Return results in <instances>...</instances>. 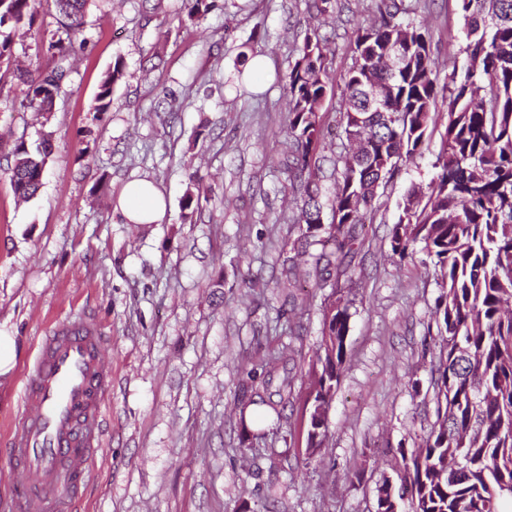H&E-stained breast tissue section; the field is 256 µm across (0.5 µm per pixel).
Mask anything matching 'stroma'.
I'll list each match as a JSON object with an SVG mask.
<instances>
[{
    "instance_id": "stroma-1",
    "label": "stroma",
    "mask_w": 512,
    "mask_h": 512,
    "mask_svg": "<svg viewBox=\"0 0 512 512\" xmlns=\"http://www.w3.org/2000/svg\"><path fill=\"white\" fill-rule=\"evenodd\" d=\"M429 30L440 78L466 61L457 0H404ZM316 18L308 0H217L188 19L181 0H89L83 46L48 112L23 103L28 88L0 76V332L15 365L0 377V512L13 510L7 430L40 336L69 316L93 319L112 371L103 445L76 512H370L376 483L397 451L417 447L434 407L425 397L428 332L440 294L423 253L391 257L389 233L411 186L436 174L438 133L403 163L358 227L338 279L352 302L340 384L327 437L305 453L311 365L322 353L331 288L292 306L282 269L304 264L290 218L301 190L286 160L284 78L312 28L330 36L324 59L325 122L339 116L357 24L373 0H335ZM33 27L14 38L13 64L39 73L53 62V0H36ZM265 56L266 74L241 80L240 54ZM124 63L109 111L96 109L115 60ZM49 138L37 195L19 200L9 171L17 141ZM147 178L164 192L159 224H124L113 212L122 187ZM199 198L192 215L186 193ZM299 326L276 333L279 311ZM289 345L294 393L282 420L241 426L248 383L242 358L256 342ZM253 463L243 471L240 454ZM362 481H353L356 471Z\"/></svg>"
}]
</instances>
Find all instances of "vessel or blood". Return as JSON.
Segmentation results:
<instances>
[{"label": "vessel or blood", "mask_w": 512, "mask_h": 512, "mask_svg": "<svg viewBox=\"0 0 512 512\" xmlns=\"http://www.w3.org/2000/svg\"><path fill=\"white\" fill-rule=\"evenodd\" d=\"M96 324L72 316L39 341L21 396L23 419L8 432L16 512H71L100 449L112 373Z\"/></svg>", "instance_id": "vessel-or-blood-1"}]
</instances>
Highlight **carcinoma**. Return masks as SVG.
<instances>
[{
  "label": "carcinoma",
  "mask_w": 512,
  "mask_h": 512,
  "mask_svg": "<svg viewBox=\"0 0 512 512\" xmlns=\"http://www.w3.org/2000/svg\"><path fill=\"white\" fill-rule=\"evenodd\" d=\"M35 0H0V67L9 65L13 28L33 24ZM65 37L55 42L53 66L29 86L26 107L49 112L61 91L74 36L89 0H54ZM191 19L207 15L214 0H183ZM464 22L467 64L439 83L431 37L423 25L398 18L408 8L376 0V20L355 30V58L345 78L341 127L363 156L333 162L336 193L331 221L323 222L320 168L314 153L324 136L320 116L327 93L324 50L329 39L313 31L298 48L288 72L287 169L305 177L293 223L306 226L305 241L323 249L306 268L288 269L296 283L315 279L325 287L332 266L341 265L356 240V226L375 210L379 190L425 144L436 101L448 95V119L434 163L428 195L408 190L390 232L392 256L423 251L438 272L432 337L438 348L430 369L435 420L421 445L398 449L400 488L377 490L374 512H512V0H458ZM123 75L116 60L97 96L106 111L113 85ZM49 140L31 151L14 148L11 181L16 193L34 197L42 185ZM350 300L326 324L320 382L338 386L349 331ZM251 385L238 405L281 417L294 389L284 351L258 347L246 356ZM316 412L305 423L307 447L326 436Z\"/></svg>",
  "instance_id": "1"
}]
</instances>
